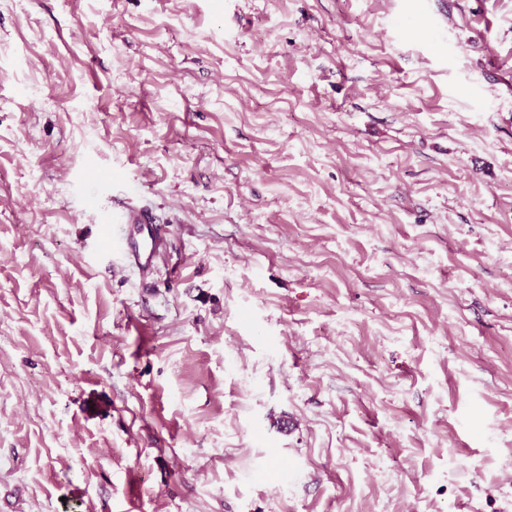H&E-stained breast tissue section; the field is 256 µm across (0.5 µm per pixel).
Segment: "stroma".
<instances>
[{
    "mask_svg": "<svg viewBox=\"0 0 512 512\" xmlns=\"http://www.w3.org/2000/svg\"><path fill=\"white\" fill-rule=\"evenodd\" d=\"M0 512H512V0L0 7ZM112 222L128 224L138 235H143L141 245L123 239L124 251L130 265L136 267L142 276L153 272L157 255L165 241L162 225L156 223L151 211L146 209L129 210L124 213H112Z\"/></svg>",
    "mask_w": 512,
    "mask_h": 512,
    "instance_id": "1",
    "label": "stroma"
}]
</instances>
